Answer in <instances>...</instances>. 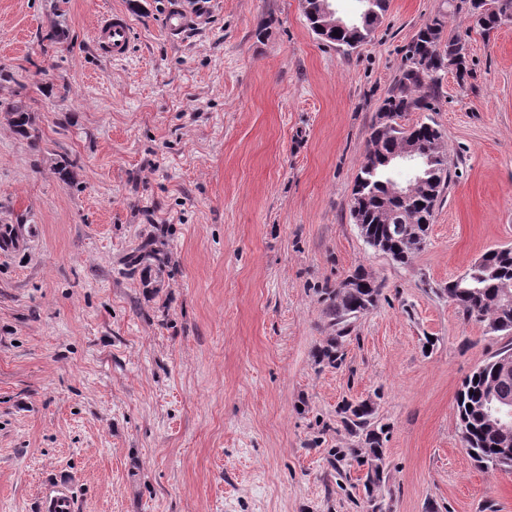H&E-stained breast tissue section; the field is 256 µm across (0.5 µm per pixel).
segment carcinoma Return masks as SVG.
Instances as JSON below:
<instances>
[{"label": "carcinoma", "instance_id": "obj_1", "mask_svg": "<svg viewBox=\"0 0 512 512\" xmlns=\"http://www.w3.org/2000/svg\"><path fill=\"white\" fill-rule=\"evenodd\" d=\"M360 20L354 25L338 30L326 40L339 47L355 48L364 43L387 11L388 0H359ZM466 10L474 26L489 34L507 24L512 17V0H459L454 10ZM445 15L439 14L427 21L415 34L407 50L406 62L395 85L383 100L380 111L386 114L387 123L373 127L364 159L352 191L351 204L357 207L354 222L365 224L367 234L383 242L382 252L399 264L409 263L416 251L412 222L422 218L433 219L438 203L442 202L450 182L448 156L434 151L442 143V134L434 125L425 121L412 124L401 122L409 112H429L434 109L441 74L452 71L458 80L470 76L466 55L460 53L461 41L445 35ZM0 112L7 115L10 127L22 137H39L35 118L21 100L0 103ZM413 141L425 152L427 159L419 173L416 194L404 203L396 196L399 189L397 173L386 165L403 143ZM385 215V222H377V214ZM361 287L347 291L341 287L329 293L331 327L330 337L319 358L336 364L343 353V339L347 335L348 320L374 307L380 288L361 274ZM512 282V247L494 248L481 256L472 281L459 285L448 283L453 303L464 318L479 322L488 321L493 331L512 334V304L500 297L504 284ZM512 354V348L499 351L478 366L462 383L457 393L456 407L461 431L467 434L470 454L486 469L499 470L512 467V449L485 417L484 406L490 394L512 399V377L497 370L498 359ZM344 424L352 432L362 433L370 457L369 468L378 474L384 466L385 452L382 435L384 427L372 422V410L366 403L344 409Z\"/></svg>", "mask_w": 512, "mask_h": 512}]
</instances>
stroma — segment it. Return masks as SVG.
<instances>
[{
    "instance_id": "obj_1",
    "label": "stroma",
    "mask_w": 512,
    "mask_h": 512,
    "mask_svg": "<svg viewBox=\"0 0 512 512\" xmlns=\"http://www.w3.org/2000/svg\"><path fill=\"white\" fill-rule=\"evenodd\" d=\"M0 0V512H38L59 474L76 512H512V473L468 456L465 378L512 335L443 293L512 247V25L490 36L448 0H390L354 49L322 41L301 0ZM106 11L128 55L100 56ZM443 14L471 68L430 112L451 181L425 246L370 247L351 194L408 44ZM161 244L151 273L130 258ZM380 286L344 359H317L329 293ZM367 402L386 470L366 487L342 422ZM193 24L192 15L180 4L172 7L165 17V32L170 39H179L186 28ZM131 37L132 30L128 19L118 12L102 17L94 32L97 52L102 57L113 60L127 54ZM0 112H5L10 127L20 136L33 140L39 137L35 118L22 100L1 101Z\"/></svg>"
}]
</instances>
